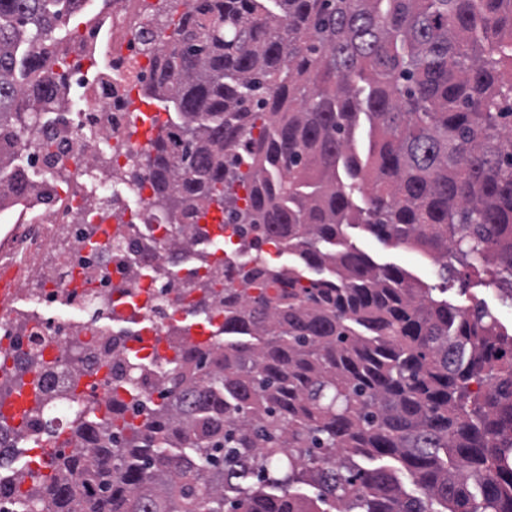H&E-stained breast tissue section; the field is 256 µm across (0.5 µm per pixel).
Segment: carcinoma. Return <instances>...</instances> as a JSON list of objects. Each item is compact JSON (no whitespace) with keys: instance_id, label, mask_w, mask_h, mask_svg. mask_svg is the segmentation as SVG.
Here are the masks:
<instances>
[{"instance_id":"carcinoma-1","label":"carcinoma","mask_w":512,"mask_h":512,"mask_svg":"<svg viewBox=\"0 0 512 512\" xmlns=\"http://www.w3.org/2000/svg\"><path fill=\"white\" fill-rule=\"evenodd\" d=\"M78 2L0 0V205L28 190L14 153L56 82L25 49ZM163 27L152 206L186 245L216 205L297 262L204 285L224 344L187 346L139 420L112 400L122 426L80 428L52 480L28 470L29 512H512V334L336 250L362 226L512 299V0H190Z\"/></svg>"}]
</instances>
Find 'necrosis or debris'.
<instances>
[{"label":"necrosis or debris","mask_w":512,"mask_h":512,"mask_svg":"<svg viewBox=\"0 0 512 512\" xmlns=\"http://www.w3.org/2000/svg\"><path fill=\"white\" fill-rule=\"evenodd\" d=\"M144 0H82L73 30L35 47L57 77L63 96L40 113L17 159L37 170L20 209L0 210V244L16 262L0 297V373L38 355L52 371L30 372L41 389L67 388L72 408L103 419L112 396L161 402L150 381L126 389L114 382L116 353L147 369L179 364L180 333L194 342L224 340V314L201 308L188 281L208 280L215 262L251 263L249 252L214 249L198 238L178 247L181 224L151 206L146 172L131 174L140 149L130 138L131 98L152 65L151 49L166 42L155 31ZM32 302L20 309L17 298ZM80 372L71 374L66 359ZM79 427L69 410L48 412L0 432V453L49 451Z\"/></svg>","instance_id":"4bbe7bcc"}]
</instances>
